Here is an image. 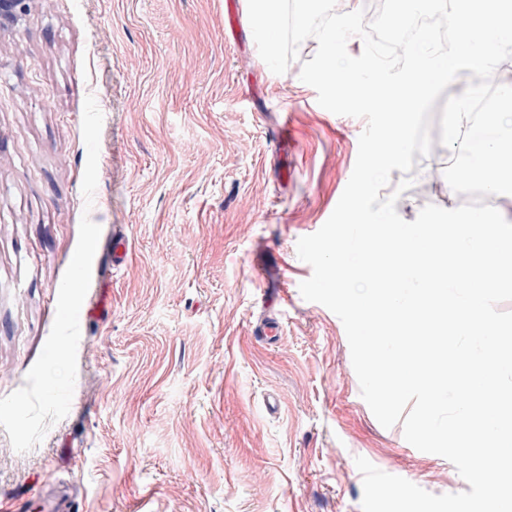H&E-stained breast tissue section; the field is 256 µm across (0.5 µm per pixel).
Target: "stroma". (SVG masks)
<instances>
[{
    "mask_svg": "<svg viewBox=\"0 0 512 512\" xmlns=\"http://www.w3.org/2000/svg\"><path fill=\"white\" fill-rule=\"evenodd\" d=\"M235 2L31 0L0 31V397L42 351L82 216L101 228L68 415L25 453L0 427L10 512H362L359 456L436 495L468 488L378 422L341 320L300 293L297 242L332 214L366 122L300 80L316 42L272 73ZM470 82L436 100L412 186L395 170L380 192L406 221L464 202L440 120Z\"/></svg>",
    "mask_w": 512,
    "mask_h": 512,
    "instance_id": "obj_1",
    "label": "stroma"
}]
</instances>
